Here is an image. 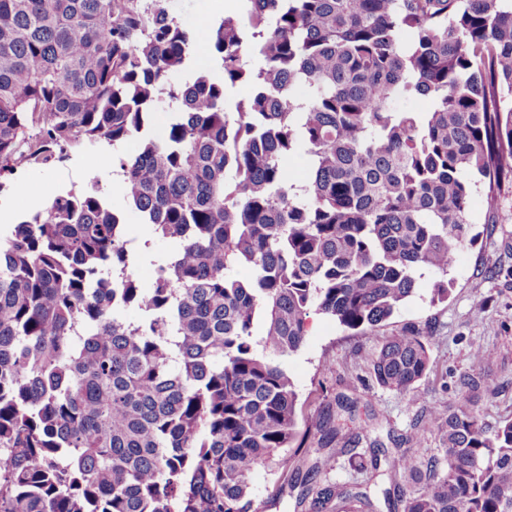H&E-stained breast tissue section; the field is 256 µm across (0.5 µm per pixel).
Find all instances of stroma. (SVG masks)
<instances>
[{
  "mask_svg": "<svg viewBox=\"0 0 512 512\" xmlns=\"http://www.w3.org/2000/svg\"><path fill=\"white\" fill-rule=\"evenodd\" d=\"M224 0H170V10L189 30L201 22L227 17ZM93 152L72 154L63 164L25 173L0 196V234H7L21 216L42 209L50 192L81 188L84 172L96 161ZM472 222L479 238L452 264L454 287L447 301L431 303V278L420 280L416 294L375 331L349 330L330 318L311 314L303 347L287 357L285 365L299 394L298 427L310 432L307 451L291 456L288 465L270 472L255 471L251 486L258 512H316L312 500L296 503L280 488L290 480L304 458H315L320 431L333 429L332 448L342 449L355 439L357 452L395 448L418 419L438 404L457 397L459 378L474 371L493 380L494 394H478L473 409L485 425L512 418V182L504 183L496 203L476 192ZM416 326L430 340V369L406 396L379 386L371 358L387 337ZM496 352L485 367L472 369L469 352L474 344ZM356 480L367 491L373 512H402L389 497L391 481L385 469L360 466L342 454L336 470L320 474L318 484Z\"/></svg>",
  "mask_w": 512,
  "mask_h": 512,
  "instance_id": "obj_1",
  "label": "stroma"
}]
</instances>
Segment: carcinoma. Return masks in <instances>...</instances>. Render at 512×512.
<instances>
[{
    "label": "carcinoma",
    "instance_id": "obj_1",
    "mask_svg": "<svg viewBox=\"0 0 512 512\" xmlns=\"http://www.w3.org/2000/svg\"><path fill=\"white\" fill-rule=\"evenodd\" d=\"M197 40L169 0H0V194L109 146L152 235L134 248L92 178L0 239V512H253L251 474L301 447L283 359L310 312L378 328L427 274L446 301L475 192L512 182V0H244L206 34L220 73L187 79ZM154 239L175 249L145 284ZM429 348L391 336L376 382L406 395ZM459 384L411 436L446 466L385 455L403 512H512V418L487 430L492 381ZM335 463L289 490L362 512L359 484L312 487ZM428 436V441L421 445H402L401 448H410V453L413 454L417 462L421 461L426 463L428 459H434L439 462L440 466H442L448 455V448L435 440L433 434H429Z\"/></svg>",
    "mask_w": 512,
    "mask_h": 512
}]
</instances>
